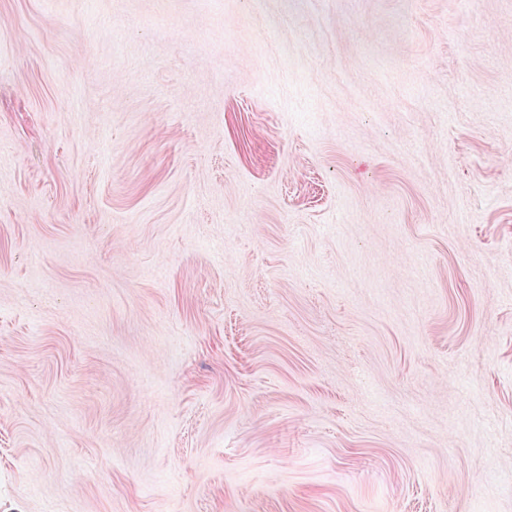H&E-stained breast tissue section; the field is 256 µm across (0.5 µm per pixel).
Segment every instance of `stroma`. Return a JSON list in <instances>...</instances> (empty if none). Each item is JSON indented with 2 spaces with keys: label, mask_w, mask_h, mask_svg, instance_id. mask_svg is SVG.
I'll list each match as a JSON object with an SVG mask.
<instances>
[{
  "label": "stroma",
  "mask_w": 512,
  "mask_h": 512,
  "mask_svg": "<svg viewBox=\"0 0 512 512\" xmlns=\"http://www.w3.org/2000/svg\"><path fill=\"white\" fill-rule=\"evenodd\" d=\"M0 512H512V0H0Z\"/></svg>",
  "instance_id": "stroma-1"
}]
</instances>
